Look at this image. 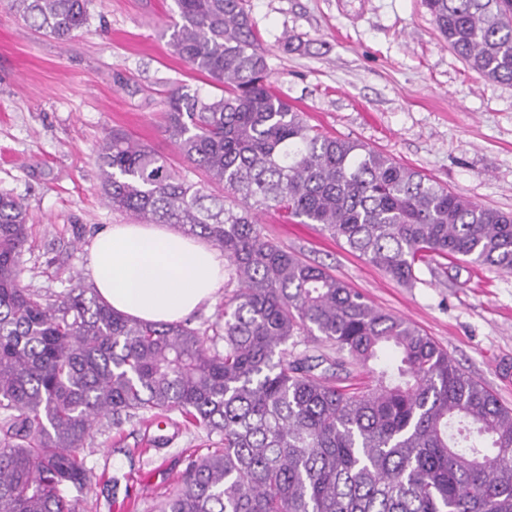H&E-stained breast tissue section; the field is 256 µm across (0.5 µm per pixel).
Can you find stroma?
<instances>
[{
    "label": "stroma",
    "instance_id": "stroma-1",
    "mask_svg": "<svg viewBox=\"0 0 512 512\" xmlns=\"http://www.w3.org/2000/svg\"><path fill=\"white\" fill-rule=\"evenodd\" d=\"M245 6L274 90L310 125L512 211V85L472 71L440 37L423 0ZM175 9L174 0H90L83 30L59 39L30 29L0 0V191L28 214L23 286L53 296L85 280L90 238L129 223L102 195L96 148L107 131L127 132L201 181L167 140L160 114L176 87L219 89L173 54L163 32ZM260 222L267 238L413 322L512 407V273L422 263L409 288L318 225L273 211ZM217 443L177 411L160 422L147 412L118 427L102 420L84 449L92 482L82 512H156L190 456Z\"/></svg>",
    "mask_w": 512,
    "mask_h": 512
}]
</instances>
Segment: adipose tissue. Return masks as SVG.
Wrapping results in <instances>:
<instances>
[{
    "mask_svg": "<svg viewBox=\"0 0 512 512\" xmlns=\"http://www.w3.org/2000/svg\"><path fill=\"white\" fill-rule=\"evenodd\" d=\"M86 275L100 301L148 322L180 321L214 302L224 284L220 252L157 224H111L88 246Z\"/></svg>",
    "mask_w": 512,
    "mask_h": 512,
    "instance_id": "adipose-tissue-1",
    "label": "adipose tissue"
}]
</instances>
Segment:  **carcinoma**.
<instances>
[{
    "mask_svg": "<svg viewBox=\"0 0 512 512\" xmlns=\"http://www.w3.org/2000/svg\"><path fill=\"white\" fill-rule=\"evenodd\" d=\"M34 31L68 38L89 0H8ZM169 45L224 86L171 91L162 113L198 185L111 130L98 144L108 206L175 224L224 253L239 285L224 350L187 322L116 314L79 284L50 301L21 285L27 210L0 193V512H76L94 424L180 411L219 437L161 512H512V408L413 323L266 238L259 215L318 224L399 284L465 256L512 272V213L488 207L357 140L309 126L272 88L243 0H174ZM450 48L512 84V0H424ZM322 336L336 358L288 359ZM394 356L381 359L384 350ZM369 383L336 385L323 364Z\"/></svg>",
    "mask_w": 512,
    "mask_h": 512,
    "instance_id": "obj_1",
    "label": "carcinoma"
}]
</instances>
